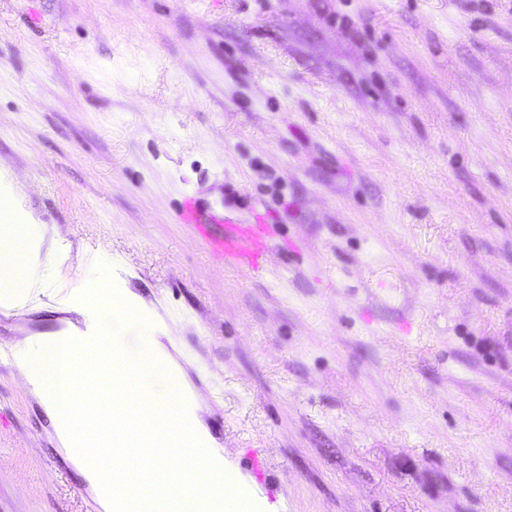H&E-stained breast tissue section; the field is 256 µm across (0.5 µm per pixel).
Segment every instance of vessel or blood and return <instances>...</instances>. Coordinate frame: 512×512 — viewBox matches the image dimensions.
I'll return each instance as SVG.
<instances>
[{
	"instance_id": "1",
	"label": "vessel or blood",
	"mask_w": 512,
	"mask_h": 512,
	"mask_svg": "<svg viewBox=\"0 0 512 512\" xmlns=\"http://www.w3.org/2000/svg\"><path fill=\"white\" fill-rule=\"evenodd\" d=\"M175 220L197 231L216 263L244 273L262 268L274 246L269 225L236 223L203 196H186L175 213Z\"/></svg>"
}]
</instances>
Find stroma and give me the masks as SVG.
<instances>
[{"label": "stroma", "instance_id": "1", "mask_svg": "<svg viewBox=\"0 0 512 512\" xmlns=\"http://www.w3.org/2000/svg\"><path fill=\"white\" fill-rule=\"evenodd\" d=\"M5 193L0 348L105 262L253 512H512V0H0ZM0 512H96L3 362ZM175 220L197 231L216 263L242 273L262 268L274 246L269 224L235 223L207 202L205 194L187 195L175 212Z\"/></svg>", "mask_w": 512, "mask_h": 512}]
</instances>
